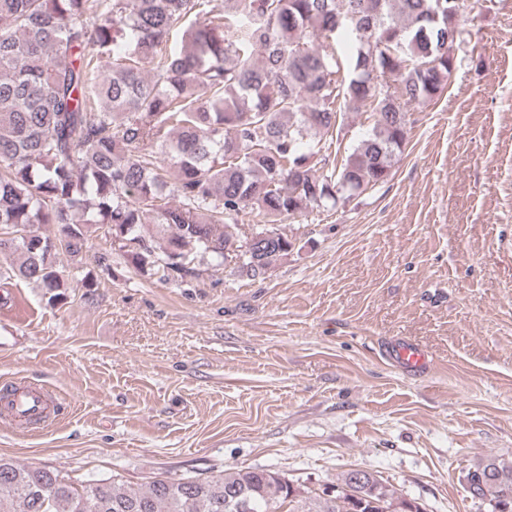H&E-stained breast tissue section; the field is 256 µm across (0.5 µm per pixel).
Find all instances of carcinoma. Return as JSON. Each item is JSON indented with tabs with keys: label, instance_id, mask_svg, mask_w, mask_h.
Here are the masks:
<instances>
[{
	"label": "carcinoma",
	"instance_id": "1",
	"mask_svg": "<svg viewBox=\"0 0 512 512\" xmlns=\"http://www.w3.org/2000/svg\"><path fill=\"white\" fill-rule=\"evenodd\" d=\"M447 19L429 24L437 2ZM465 0H0V257L56 300L54 258L91 230L160 282L218 271L244 217L255 278L288 256L276 224L386 182L407 108L440 96L467 31ZM184 45L166 51L169 35ZM351 43L346 60L334 38ZM368 104L367 135L336 164L342 103ZM44 224L59 225L51 236ZM472 496L512 495V462L469 471ZM0 512H423L352 469L316 489L247 468L144 487L77 486L0 457Z\"/></svg>",
	"mask_w": 512,
	"mask_h": 512
}]
</instances>
